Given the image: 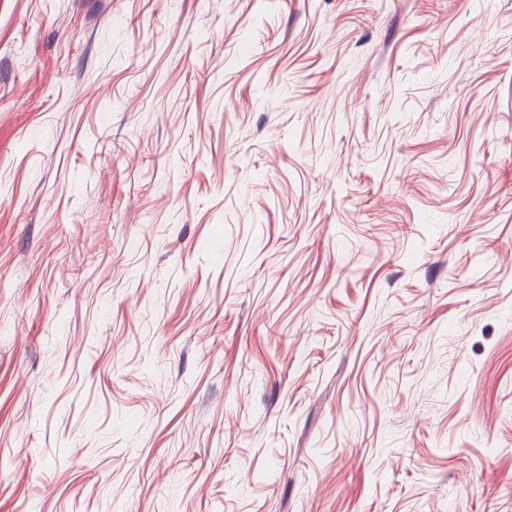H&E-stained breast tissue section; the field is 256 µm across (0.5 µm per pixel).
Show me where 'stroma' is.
<instances>
[{
    "label": "stroma",
    "instance_id": "obj_1",
    "mask_svg": "<svg viewBox=\"0 0 512 512\" xmlns=\"http://www.w3.org/2000/svg\"><path fill=\"white\" fill-rule=\"evenodd\" d=\"M0 512H512V0H0Z\"/></svg>",
    "mask_w": 512,
    "mask_h": 512
}]
</instances>
